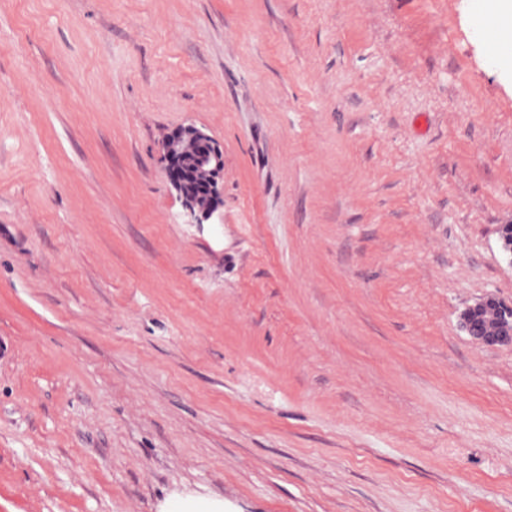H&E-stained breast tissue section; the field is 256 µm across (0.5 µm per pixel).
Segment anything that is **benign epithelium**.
<instances>
[{
  "label": "benign epithelium",
  "instance_id": "1",
  "mask_svg": "<svg viewBox=\"0 0 512 512\" xmlns=\"http://www.w3.org/2000/svg\"><path fill=\"white\" fill-rule=\"evenodd\" d=\"M166 177L182 200L187 224L224 223V148L205 129L194 124L175 129L161 145ZM190 167L206 187L201 198L181 178ZM460 329L483 346L512 345V306L488 295L467 305L458 316Z\"/></svg>",
  "mask_w": 512,
  "mask_h": 512
}]
</instances>
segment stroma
Segmentation results:
<instances>
[{
  "mask_svg": "<svg viewBox=\"0 0 512 512\" xmlns=\"http://www.w3.org/2000/svg\"><path fill=\"white\" fill-rule=\"evenodd\" d=\"M481 0H0V512H512V53ZM224 147L186 224L160 143ZM460 329L483 346L512 345V306L488 295L467 305L458 316Z\"/></svg>",
  "mask_w": 512,
  "mask_h": 512,
  "instance_id": "35a3bbf8",
  "label": "stroma"
}]
</instances>
